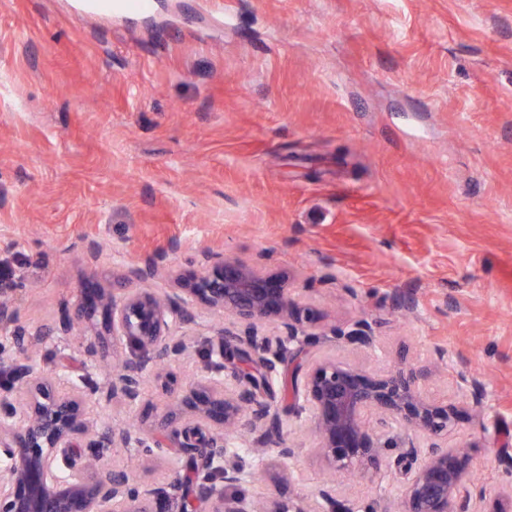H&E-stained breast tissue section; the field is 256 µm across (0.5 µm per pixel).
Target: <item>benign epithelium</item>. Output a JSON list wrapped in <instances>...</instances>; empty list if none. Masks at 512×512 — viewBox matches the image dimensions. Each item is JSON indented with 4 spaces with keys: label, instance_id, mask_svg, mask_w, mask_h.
<instances>
[{
    "label": "benign epithelium",
    "instance_id": "7a95c632",
    "mask_svg": "<svg viewBox=\"0 0 512 512\" xmlns=\"http://www.w3.org/2000/svg\"><path fill=\"white\" fill-rule=\"evenodd\" d=\"M200 272L177 278L161 294L152 288H83L73 313L29 332L19 326L7 294L0 291V334L16 354L0 360V512H184L194 494V512H377L372 503H350L332 483L306 496L285 498L257 485V475L280 469V481L303 480L291 466L295 449L281 446L269 455L282 418L271 395L277 365L288 363L292 387L289 410L312 424L310 451L333 471L360 475L395 474L399 512H512V481L497 487L484 509L476 507L465 456L448 447L460 421L459 406L482 410L485 384L459 375L460 405L427 398L421 383L426 369L402 355L387 370L371 371L333 355L301 363L307 348L338 345L353 351L374 347L365 319L342 327L317 328L316 312L300 303L288 275L266 271L233 257L203 251ZM163 265L147 257L134 269L142 282L155 279ZM229 321L207 338L202 365L185 385L187 411L168 410L163 433L139 426H115L103 440L84 445L92 433V396L135 406L145 380L167 386L176 361L195 343L184 331L197 313ZM112 336V377L102 384L67 386L55 374L36 370L30 353L44 336L64 342L74 320L96 314ZM175 444L170 468L187 476L138 486L129 465H111L123 450L138 465Z\"/></svg>",
    "mask_w": 512,
    "mask_h": 512
}]
</instances>
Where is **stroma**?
I'll list each match as a JSON object with an SVG mask.
<instances>
[{
	"label": "stroma",
	"mask_w": 512,
	"mask_h": 512,
	"mask_svg": "<svg viewBox=\"0 0 512 512\" xmlns=\"http://www.w3.org/2000/svg\"><path fill=\"white\" fill-rule=\"evenodd\" d=\"M72 0H0V261L27 329L86 281L173 287L210 250L287 273L321 325L372 322L367 369L447 357L423 384L463 413L472 494L512 480V0H153L146 16ZM100 251L89 260L85 246ZM170 397L93 404L114 425L161 427ZM309 494L326 482L396 512L391 479L330 473L307 420L285 413ZM455 390L462 406L481 412L487 391L485 384L479 378L461 374L455 381Z\"/></svg>",
	"instance_id": "1"
}]
</instances>
